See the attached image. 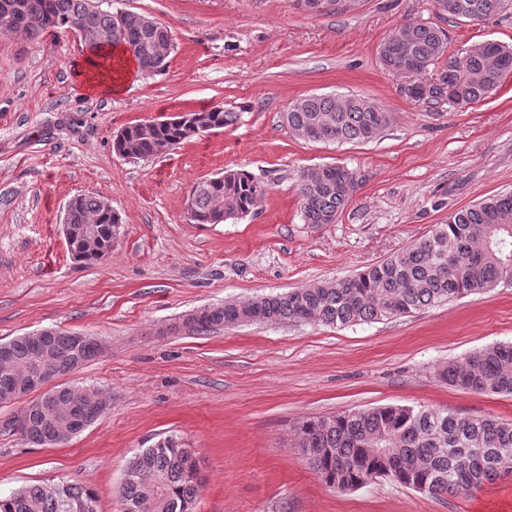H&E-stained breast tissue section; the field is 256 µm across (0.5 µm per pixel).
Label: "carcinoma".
I'll use <instances>...</instances> for the list:
<instances>
[{
	"mask_svg": "<svg viewBox=\"0 0 512 512\" xmlns=\"http://www.w3.org/2000/svg\"><path fill=\"white\" fill-rule=\"evenodd\" d=\"M512 9V0H443V12L465 21L483 20ZM16 22L0 31L21 32L30 38L57 36L78 28L88 53L109 56L107 38L117 33L120 46L138 71H163L168 57L151 51L163 41L174 44L171 28L154 17L135 12L117 26L113 12L95 9L90 0H0V14ZM447 42L438 26L417 23L411 34L392 36L383 44L380 61L398 72L407 64L414 74L438 62ZM512 71V47L489 41L468 51L460 60L452 102L460 107L477 103L499 87ZM212 130L234 124L238 113L218 106L200 111ZM288 128L302 136L312 133L323 143L368 142L379 137L392 115L373 100L353 94L306 96L288 108ZM186 124L162 121L146 131L137 123L124 127L113 148L125 144L141 157L170 152L191 138ZM353 172L339 165L305 170L298 184L301 213L306 224H334L352 193L337 187ZM196 224H221L250 213L265 188L250 174L227 170L191 190ZM76 227L97 229L102 252L69 248L72 259L94 264L112 251L114 230L121 218L103 206L100 198L79 196L69 213ZM512 285V193L495 194L448 216L405 251L342 281L321 280L284 294H267L246 302L201 307L182 316V325L199 332L215 326L255 323H321L351 325L407 316L427 306ZM9 352L0 358V392L34 373L33 345L27 336L8 340ZM54 365L65 369L101 355L98 346L78 332L50 328L43 338ZM448 385L478 394L512 395V344L476 350L439 371ZM57 403L73 413L84 395L102 398L99 389L65 383L55 387ZM47 422L34 400L23 438L42 445ZM294 447L307 456L312 469L331 488L351 491L386 478L417 492L440 497L468 494L512 474V423L493 418L466 419L440 410L385 406L314 417L294 429ZM203 476L199 462L187 448L165 439L128 461L117 491L120 512H193ZM76 500L97 504L95 494L75 481L26 486L0 495V512H71Z\"/></svg>",
	"mask_w": 512,
	"mask_h": 512,
	"instance_id": "obj_1",
	"label": "carcinoma"
}]
</instances>
